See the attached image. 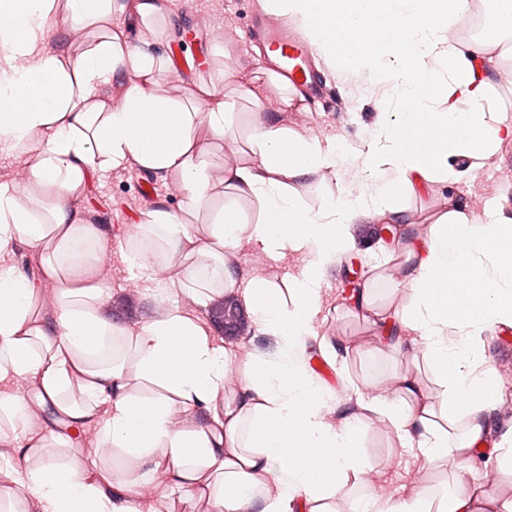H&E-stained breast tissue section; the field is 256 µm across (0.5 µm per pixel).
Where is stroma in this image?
Here are the masks:
<instances>
[{"label":"stroma","mask_w":512,"mask_h":512,"mask_svg":"<svg viewBox=\"0 0 512 512\" xmlns=\"http://www.w3.org/2000/svg\"><path fill=\"white\" fill-rule=\"evenodd\" d=\"M262 0H170L165 31L136 26L130 34L135 45L144 51L180 60L187 57L203 64L200 74L184 72V79L214 84L236 112L252 111L250 102L242 98L245 84L262 85L266 77L257 66L259 55L244 32L252 20L254 8ZM223 32L214 40L213 32ZM480 75L488 83L491 95L488 124L497 116L512 121V82L499 79L502 71L512 66V35L488 40ZM231 79H223V72ZM326 97L308 101L296 97L292 106H284L279 91L273 90L261 107L270 118L288 123L304 139L339 138L356 145L369 132L391 125L397 118V96L394 92L367 91L354 93L348 74L336 71L327 79ZM474 171L460 180L435 183L424 194L409 196L397 193L396 201L406 223L429 224L448 206L465 207L472 217L484 219L486 212L497 211L512 218V141L500 144L489 153H476ZM145 177L136 165L113 171L106 176H92L75 205L85 216H96L98 223L110 225L111 246L104 250L99 265L105 272L109 296L103 307L105 318L129 326L148 322L162 303L148 290L144 280L130 272L121 259L120 250L134 232L135 222L143 212L142 181ZM380 221L374 215L362 217L355 236L356 246L350 256L358 262V282L372 281L378 306L402 303L405 290L393 253L405 240L403 225L396 226L392 240L377 239ZM239 277L247 279L257 273L279 280L294 269L295 260L274 262L249 246H242L235 258ZM324 310L316 325L318 335L340 347L358 345L359 351L347 360L350 380L363 386L366 396H394V372L416 369L410 355L388 357L378 349L377 326L354 315L355 299L347 286L344 267H337L326 278ZM490 357L501 390V398L489 416L493 431L512 426V332L485 334ZM419 370V369H416ZM421 378H430L429 369L419 370ZM361 450L370 467L365 475L367 488L379 495L395 498L414 488L434 489L438 481L421 458L400 448L391 427L369 426L360 439Z\"/></svg>","instance_id":"stroma-1"}]
</instances>
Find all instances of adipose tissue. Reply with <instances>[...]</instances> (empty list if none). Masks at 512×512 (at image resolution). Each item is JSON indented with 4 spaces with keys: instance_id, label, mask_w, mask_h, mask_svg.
Returning <instances> with one entry per match:
<instances>
[{
    "instance_id": "1",
    "label": "adipose tissue",
    "mask_w": 512,
    "mask_h": 512,
    "mask_svg": "<svg viewBox=\"0 0 512 512\" xmlns=\"http://www.w3.org/2000/svg\"><path fill=\"white\" fill-rule=\"evenodd\" d=\"M164 2L0 0V15L13 20L0 27V155L29 156L26 183H0V512H165L162 496L138 493L159 476L165 492L207 512H295L299 503L336 512L333 499L351 484L345 512H512V498L491 497L463 474L480 448L512 468V428L497 435L488 420L499 392L483 340L512 329V221L448 209L401 247L403 304L377 307L364 284L361 310L397 320L390 355L412 350L433 371L430 383L402 371L395 397L365 399L353 388L358 408L335 424L326 417L334 394L308 365L326 275L354 248L360 217L399 223L397 190L418 194L470 174L476 149L512 139V122L486 125L477 111L488 99L474 75L483 44L467 58L441 35L470 0H266L317 52L391 84L396 124L354 147L304 140L270 120L259 110L267 88H245L255 110L242 121L206 84L187 86L181 100L165 96L167 60L112 25L116 16L163 23ZM61 17L100 30L77 57L49 47ZM428 65L446 72L435 96L417 77ZM126 71L136 78L121 100L98 103V87ZM217 146L240 159L215 182L208 157ZM131 163L174 177L183 193L178 210L144 214L121 252L165 304L161 319L134 327L103 317L108 288L91 270L105 227L72 205L93 174ZM352 168L370 176L354 195L309 206L292 186ZM19 242L42 279L8 263ZM244 243L299 264L280 284L240 280L232 259ZM227 289L255 331L275 339L272 360H234L199 316L170 300L176 292L204 308ZM232 364L240 381L228 396ZM22 381L33 394L17 392ZM371 413L428 469L452 471V492L386 499L361 490L369 463L359 440ZM91 427L89 452L79 442Z\"/></svg>"
}]
</instances>
